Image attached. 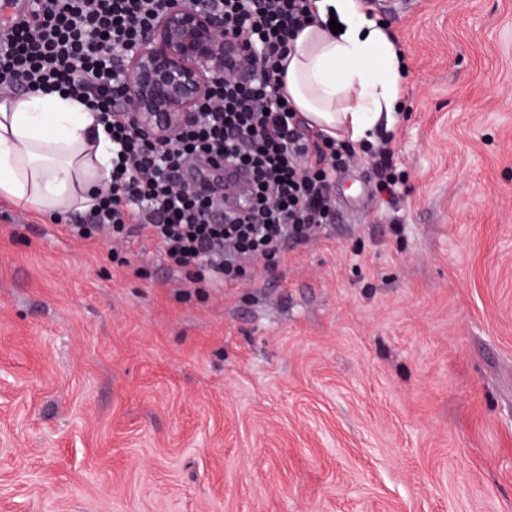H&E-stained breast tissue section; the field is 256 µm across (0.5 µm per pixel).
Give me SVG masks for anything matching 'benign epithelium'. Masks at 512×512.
<instances>
[{
    "label": "benign epithelium",
    "mask_w": 512,
    "mask_h": 512,
    "mask_svg": "<svg viewBox=\"0 0 512 512\" xmlns=\"http://www.w3.org/2000/svg\"><path fill=\"white\" fill-rule=\"evenodd\" d=\"M240 40L199 0H164L155 21L125 63L117 104L167 140L205 97L220 73L252 77Z\"/></svg>",
    "instance_id": "benign-epithelium-1"
}]
</instances>
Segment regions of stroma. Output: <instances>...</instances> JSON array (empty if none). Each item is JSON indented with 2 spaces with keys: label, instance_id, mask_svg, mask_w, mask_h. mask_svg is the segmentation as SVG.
<instances>
[{
  "label": "stroma",
  "instance_id": "35a3bbf8",
  "mask_svg": "<svg viewBox=\"0 0 512 512\" xmlns=\"http://www.w3.org/2000/svg\"><path fill=\"white\" fill-rule=\"evenodd\" d=\"M389 142L235 288L0 197V512H512V0H378ZM374 158L378 192L387 194L389 197L395 196L398 191V180L395 173L392 172L390 149L382 147L375 153Z\"/></svg>",
  "mask_w": 512,
  "mask_h": 512
}]
</instances>
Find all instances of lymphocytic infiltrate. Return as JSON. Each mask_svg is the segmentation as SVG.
Here are the masks:
<instances>
[{"label": "lymphocytic infiltrate", "mask_w": 512, "mask_h": 512, "mask_svg": "<svg viewBox=\"0 0 512 512\" xmlns=\"http://www.w3.org/2000/svg\"><path fill=\"white\" fill-rule=\"evenodd\" d=\"M162 0H0V93H66L94 112L112 140L114 171L86 223L85 241L157 243L198 288L237 286L247 269L284 259L291 243L336 220L333 177L355 152L303 132L283 103V57L313 18V0H202L238 32L255 75L217 76L189 120L157 143L118 110L121 56L145 36ZM250 177V203L225 210L224 164Z\"/></svg>", "instance_id": "lymphocytic-infiltrate-1"}]
</instances>
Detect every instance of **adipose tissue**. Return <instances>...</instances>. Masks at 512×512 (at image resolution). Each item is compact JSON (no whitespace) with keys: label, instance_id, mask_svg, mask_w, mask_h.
<instances>
[{"label":"adipose tissue","instance_id":"ef3b65f1","mask_svg":"<svg viewBox=\"0 0 512 512\" xmlns=\"http://www.w3.org/2000/svg\"><path fill=\"white\" fill-rule=\"evenodd\" d=\"M295 37L283 91L309 127L356 144L393 125L402 54L362 0H315ZM342 25L333 33L330 19ZM112 170V142L92 113L63 93L0 97V194L44 214L86 211Z\"/></svg>","mask_w":512,"mask_h":512}]
</instances>
